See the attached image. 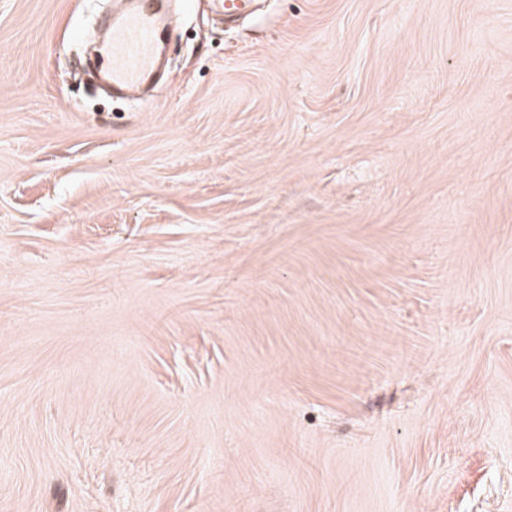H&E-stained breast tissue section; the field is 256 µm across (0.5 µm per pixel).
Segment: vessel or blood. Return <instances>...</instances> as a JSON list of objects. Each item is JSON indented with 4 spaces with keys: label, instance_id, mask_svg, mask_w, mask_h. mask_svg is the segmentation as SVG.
Returning a JSON list of instances; mask_svg holds the SVG:
<instances>
[{
    "label": "vessel or blood",
    "instance_id": "obj_1",
    "mask_svg": "<svg viewBox=\"0 0 512 512\" xmlns=\"http://www.w3.org/2000/svg\"><path fill=\"white\" fill-rule=\"evenodd\" d=\"M101 27L109 42L99 67L113 90L132 92L153 83L170 36L166 0H134L133 9L102 16Z\"/></svg>",
    "mask_w": 512,
    "mask_h": 512
}]
</instances>
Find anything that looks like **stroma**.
<instances>
[{
    "label": "stroma",
    "instance_id": "obj_1",
    "mask_svg": "<svg viewBox=\"0 0 512 512\" xmlns=\"http://www.w3.org/2000/svg\"><path fill=\"white\" fill-rule=\"evenodd\" d=\"M0 0V512H512V0ZM166 2L134 0L133 9L101 17L109 42L99 67L111 80L113 91L132 92L154 82L170 36Z\"/></svg>",
    "mask_w": 512,
    "mask_h": 512
}]
</instances>
